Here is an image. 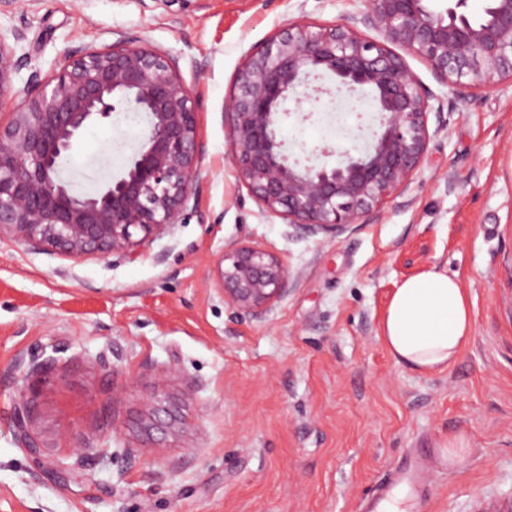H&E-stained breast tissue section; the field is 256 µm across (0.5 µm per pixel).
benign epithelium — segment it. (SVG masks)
<instances>
[{"label": "benign epithelium", "mask_w": 512, "mask_h": 512, "mask_svg": "<svg viewBox=\"0 0 512 512\" xmlns=\"http://www.w3.org/2000/svg\"><path fill=\"white\" fill-rule=\"evenodd\" d=\"M465 0H365V11L330 27L293 23L247 56L225 112L239 182L269 214L313 234L365 224L381 204L407 189L432 134L431 104L399 45L430 66L437 80L481 89L512 81V0H487L491 19L477 25ZM382 39L363 36L358 26ZM24 62L0 39V237L69 259L122 254L173 233L195 198L201 148L190 88L175 59L121 37L104 49H83L43 79L31 74L25 99L14 103L13 76ZM331 74L354 92L371 87L380 132L367 148L342 160L289 162L277 132L290 96L319 100L316 87L297 97L313 73ZM126 102L149 116V128L124 173L92 194H76L61 165L82 131ZM214 274L224 303L240 315L263 317L287 291L290 268L273 252L230 244ZM30 407L18 401L17 435L33 456ZM151 443L179 439L183 419L160 392L144 402L138 421Z\"/></svg>", "instance_id": "benign-epithelium-1"}]
</instances>
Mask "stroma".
Listing matches in <instances>:
<instances>
[{"instance_id": "obj_1", "label": "stroma", "mask_w": 512, "mask_h": 512, "mask_svg": "<svg viewBox=\"0 0 512 512\" xmlns=\"http://www.w3.org/2000/svg\"><path fill=\"white\" fill-rule=\"evenodd\" d=\"M362 0H0V36L18 57L17 99L74 51L137 36L179 62L203 147L196 208L136 260H69L0 239V512H362L415 452L428 464L412 512H512V83L465 90L405 60L443 103L409 187L378 218L311 235L264 213L235 175L225 103L247 55L296 21L331 26ZM371 90L322 96L309 117L280 115L290 157L373 117ZM146 132L88 126L63 172L76 189L120 176ZM279 255L294 279L261 319L214 289L230 244ZM458 277L473 337L447 369L415 372L382 340L387 301L430 266ZM48 361L44 374L14 368ZM176 369L181 381L164 383ZM165 390L187 429L168 447L137 430ZM31 401L32 456L14 409ZM469 441L464 468L440 455Z\"/></svg>"}]
</instances>
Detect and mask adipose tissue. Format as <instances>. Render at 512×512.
I'll list each match as a JSON object with an SVG mask.
<instances>
[{"mask_svg": "<svg viewBox=\"0 0 512 512\" xmlns=\"http://www.w3.org/2000/svg\"><path fill=\"white\" fill-rule=\"evenodd\" d=\"M472 334L473 315L465 288L434 268L397 285L382 324V337L394 360L419 373L448 368Z\"/></svg>", "mask_w": 512, "mask_h": 512, "instance_id": "obj_1", "label": "adipose tissue"}]
</instances>
